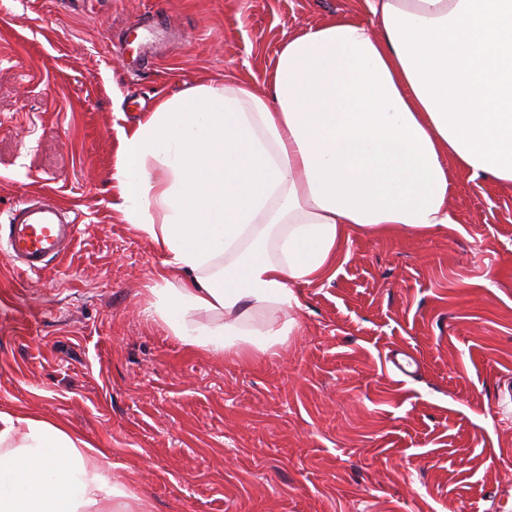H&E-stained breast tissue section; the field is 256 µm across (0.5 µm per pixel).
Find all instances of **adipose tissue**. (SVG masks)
<instances>
[{"label":"adipose tissue","instance_id":"1","mask_svg":"<svg viewBox=\"0 0 512 512\" xmlns=\"http://www.w3.org/2000/svg\"><path fill=\"white\" fill-rule=\"evenodd\" d=\"M283 40L263 87L202 83L122 131L112 193L166 260L149 309L191 351L287 343L354 230L454 224L451 168L512 184V0H363ZM65 424L0 411V512H146Z\"/></svg>","mask_w":512,"mask_h":512}]
</instances>
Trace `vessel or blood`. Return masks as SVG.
<instances>
[{"label": "vessel or blood", "instance_id": "obj_1", "mask_svg": "<svg viewBox=\"0 0 512 512\" xmlns=\"http://www.w3.org/2000/svg\"><path fill=\"white\" fill-rule=\"evenodd\" d=\"M12 264L27 274L44 273L73 244L78 232L70 218L50 198L29 196L0 212Z\"/></svg>", "mask_w": 512, "mask_h": 512}]
</instances>
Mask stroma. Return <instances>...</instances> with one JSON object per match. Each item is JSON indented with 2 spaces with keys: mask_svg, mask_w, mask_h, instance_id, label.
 Returning a JSON list of instances; mask_svg holds the SVG:
<instances>
[{
  "mask_svg": "<svg viewBox=\"0 0 512 512\" xmlns=\"http://www.w3.org/2000/svg\"><path fill=\"white\" fill-rule=\"evenodd\" d=\"M361 3L0 0V211L79 214L41 275L0 241V410L68 423L148 512H512V185L455 168V226L353 232L296 336L251 359L147 315L165 256L112 207L121 129L194 85H262L287 36Z\"/></svg>",
  "mask_w": 512,
  "mask_h": 512,
  "instance_id": "35a3bbf8",
  "label": "stroma"
}]
</instances>
